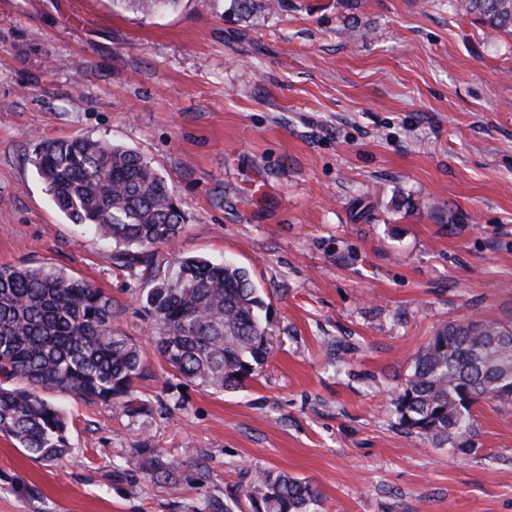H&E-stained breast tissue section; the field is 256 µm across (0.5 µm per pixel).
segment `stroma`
Here are the masks:
<instances>
[{"mask_svg":"<svg viewBox=\"0 0 512 512\" xmlns=\"http://www.w3.org/2000/svg\"><path fill=\"white\" fill-rule=\"evenodd\" d=\"M134 150L181 201L171 252L246 268L273 351L246 388L178 377L151 346L142 269L70 224L30 162L51 138ZM92 281L147 371L128 417L52 395L60 459L0 435V512H251L260 470L314 512H512V406L476 449L399 421L414 355L463 318L512 323V37L454 0H0V265ZM184 467L151 480L136 451ZM179 3L180 0H112V7L118 11L136 12L148 16L173 11Z\"/></svg>","mask_w":512,"mask_h":512,"instance_id":"obj_1","label":"stroma"}]
</instances>
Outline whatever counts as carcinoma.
<instances>
[{"mask_svg": "<svg viewBox=\"0 0 512 512\" xmlns=\"http://www.w3.org/2000/svg\"><path fill=\"white\" fill-rule=\"evenodd\" d=\"M180 0H112L118 11L152 15ZM494 35H512V0H456ZM31 162L67 220L112 243V259L150 273L140 293L157 329L154 351L183 379L219 392L245 387L272 352L267 305L249 272L205 256L166 258L185 213L164 177L137 152L90 137L40 142ZM101 288L53 267L0 266V433L38 458L66 448L65 413L49 400L65 393L130 416L142 411L134 389L143 376L141 350L116 322ZM481 401L512 404V325L485 319L445 324L413 358L396 410L409 431L439 448L475 450L474 409ZM156 480L180 461L157 448L138 449ZM309 482L263 471L249 499L253 512H312Z\"/></svg>", "mask_w": 512, "mask_h": 512, "instance_id": "carcinoma-1", "label": "carcinoma"}]
</instances>
